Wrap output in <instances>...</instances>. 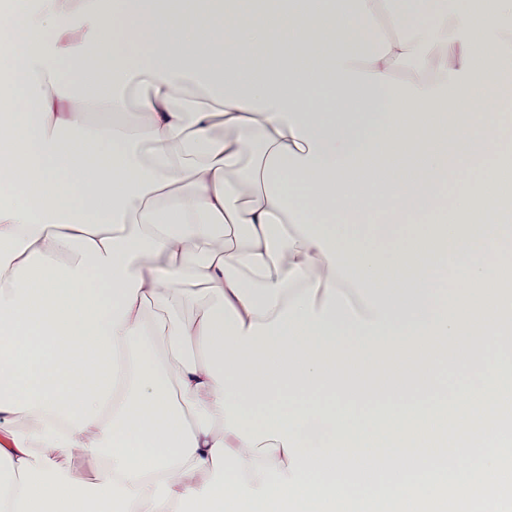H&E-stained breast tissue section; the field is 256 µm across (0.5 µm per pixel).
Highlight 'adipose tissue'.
<instances>
[{
	"mask_svg": "<svg viewBox=\"0 0 512 512\" xmlns=\"http://www.w3.org/2000/svg\"><path fill=\"white\" fill-rule=\"evenodd\" d=\"M0 32V512H387L419 492L403 445L445 410L442 357L481 371L457 412L496 413L512 285L465 227L508 202L467 173L512 167V0H226L192 24L158 0H0ZM381 214L418 229L372 247ZM380 439L385 483L351 492L353 449ZM437 185L435 197L430 205L428 216L430 222L434 221L440 214L448 212L456 193V181L451 173L442 182H437Z\"/></svg>",
	"mask_w": 512,
	"mask_h": 512,
	"instance_id": "obj_1",
	"label": "adipose tissue"
}]
</instances>
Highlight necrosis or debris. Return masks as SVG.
<instances>
[{
    "instance_id": "4bbe7bcc",
    "label": "necrosis or debris",
    "mask_w": 512,
    "mask_h": 512,
    "mask_svg": "<svg viewBox=\"0 0 512 512\" xmlns=\"http://www.w3.org/2000/svg\"><path fill=\"white\" fill-rule=\"evenodd\" d=\"M502 447V481L490 485L482 481L477 466H470L466 477L449 474L439 449L444 442L457 441L472 448L484 447L489 439ZM413 483H433L436 497L417 495L405 504L406 512H512V401L498 405L494 417L472 414L468 428L454 424L437 425L434 433L410 451L407 473Z\"/></svg>"
}]
</instances>
